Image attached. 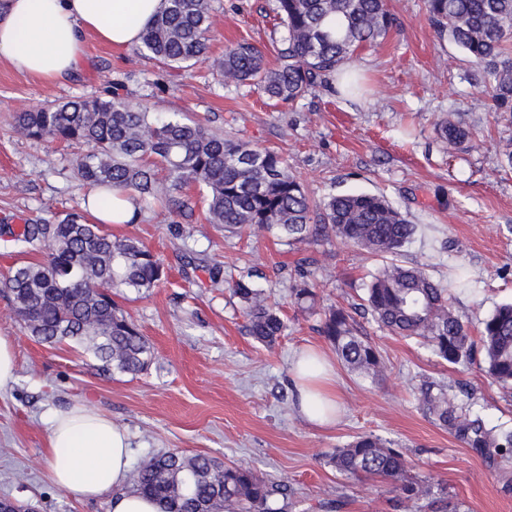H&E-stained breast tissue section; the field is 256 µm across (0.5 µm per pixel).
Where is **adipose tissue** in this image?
I'll return each mask as SVG.
<instances>
[{
    "mask_svg": "<svg viewBox=\"0 0 512 512\" xmlns=\"http://www.w3.org/2000/svg\"><path fill=\"white\" fill-rule=\"evenodd\" d=\"M164 0H7L0 12V62L42 81L70 76L84 56V37L116 46L139 43ZM297 407L312 423L336 421V379L327 361L301 352L292 367ZM47 476L85 499L109 497L112 512H159L126 487L130 443L108 417L77 404L49 419Z\"/></svg>",
    "mask_w": 512,
    "mask_h": 512,
    "instance_id": "1",
    "label": "adipose tissue"
}]
</instances>
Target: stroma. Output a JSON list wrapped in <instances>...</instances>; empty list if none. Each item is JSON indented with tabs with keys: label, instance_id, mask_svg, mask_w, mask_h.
<instances>
[{
	"label": "stroma",
	"instance_id": "35a3bbf8",
	"mask_svg": "<svg viewBox=\"0 0 512 512\" xmlns=\"http://www.w3.org/2000/svg\"><path fill=\"white\" fill-rule=\"evenodd\" d=\"M396 24L380 45L351 62L366 80L364 95L317 89L292 103L272 102L247 85H227L209 64L168 69L87 37L75 74L45 83L0 63V224L55 221L83 207L91 190L73 173L74 148L26 139L11 126L15 112L120 85L150 112H177L215 132L276 150L314 199L347 193L385 196L418 226L405 263L427 265L438 280L461 268L473 284L453 307L470 327L512 300V115L467 78L470 63L431 26L424 0H388ZM285 30L276 0H213L209 54L247 41L265 54ZM470 126L473 148L449 149L436 129L448 114ZM197 186L179 201L142 206L134 224H110L163 261L166 276L146 293L123 289L115 299L150 340L155 359L132 376L106 372L81 346L38 342L0 294V336L11 341L16 379L0 390V498L31 503L37 512H110L107 499L85 500L46 475L48 415L81 403L123 427L131 461L151 453L204 454L227 465L246 462L287 485L285 512H405L401 493L379 480L340 476L329 459L358 435L372 433L403 450L419 479L441 483L460 512H512V462L467 447L415 400L422 378L447 385L492 427L512 432V393L482 363L453 366L413 339L388 335L371 316L359 332L381 352L388 370L378 380L336 368L341 405L335 425L319 427L295 409L291 359L313 347L334 356L320 318L298 311L291 288L295 261L311 260L308 276L322 305L351 307L379 259L334 239L302 248L256 230L225 232L205 220ZM220 267L212 282L211 267ZM280 303L286 328L274 345L248 331L231 291L240 275Z\"/></svg>",
	"mask_w": 512,
	"mask_h": 512
}]
</instances>
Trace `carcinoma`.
Instances as JSON below:
<instances>
[{"label": "carcinoma", "mask_w": 512, "mask_h": 512, "mask_svg": "<svg viewBox=\"0 0 512 512\" xmlns=\"http://www.w3.org/2000/svg\"><path fill=\"white\" fill-rule=\"evenodd\" d=\"M429 20L448 36L474 66L495 110L512 106V0H426ZM286 36L276 64L249 43L208 56L211 0H166L146 27L137 54L169 68L211 60L226 83L249 84L276 102L291 103L319 86L344 80L357 90L355 76L343 72L360 48L387 37L395 18L387 0H277ZM14 128L30 139H52L86 147L75 159L78 176L89 186L118 190L148 203L175 198L195 185L206 201V220L225 231L273 232L290 245L318 244L335 237L383 259L365 287L362 308L380 329L421 340L440 360L468 364L481 354L489 376L512 389V302L485 316L476 331L462 321L448 288L423 265L398 260L417 225L388 200L371 194H342L312 202L287 162L275 151L211 132L178 114L163 117L130 104L117 88L94 98L20 112ZM451 149L473 142L472 130L456 116L437 128ZM0 237L42 261L21 263L0 281L24 328L39 342L71 341L91 352L108 371L137 374L154 358L153 346L112 299V291L138 293L156 287L165 276L162 261L133 238H116L103 223L83 211L55 222L33 220L19 229L0 224ZM299 258L300 282L293 289L301 311L317 309L315 284ZM234 294L244 304L253 338L271 345L285 321L279 308L241 276ZM321 332L341 362L360 375L377 378L387 363L377 347L359 334L353 316L342 307L323 310ZM419 406L471 448L494 449L512 461V432L489 427L432 379L417 388ZM336 472L349 479H380L399 488L406 512H420V501L445 494L410 473L404 452L379 436L366 434L336 449ZM135 490L156 499L162 512H279L286 488L248 463L227 466L207 455L169 451L143 459L133 473Z\"/></svg>", "instance_id": "obj_1"}]
</instances>
